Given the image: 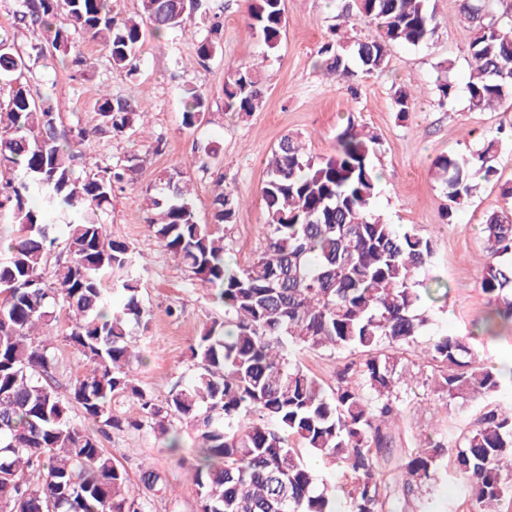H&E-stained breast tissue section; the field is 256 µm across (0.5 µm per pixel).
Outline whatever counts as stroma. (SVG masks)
Here are the masks:
<instances>
[{
    "mask_svg": "<svg viewBox=\"0 0 512 512\" xmlns=\"http://www.w3.org/2000/svg\"><path fill=\"white\" fill-rule=\"evenodd\" d=\"M223 8L221 52L200 62L195 43L206 30L196 25L190 31L169 35L165 42L147 40L136 60L134 75L112 69L105 51L83 38L77 44L93 66L78 74L60 59L36 65L29 78L31 93L51 98L61 129L75 125L94 126L93 104L101 87L112 96L133 97L139 111L148 116L151 137L138 129L120 136L97 138L84 162L87 167L106 165L134 155L140 171L133 183L115 191L107 216V231L116 240L130 243L139 254L137 273L148 311L146 326L136 328L133 340L145 361L137 369L139 384L157 400L167 399L194 372L190 345L206 323L222 316L209 289L201 285L157 243L149 230L150 188L160 174L176 169L187 181L197 220H210V204L216 180H223L242 205L234 223L223 230L226 253L245 265L265 243L261 187L266 179V160L281 137L300 135L307 153L316 157L333 155L336 134L347 119L366 126L379 137L373 163L382 174L374 208L387 223L414 229L433 245L430 262L418 273L427 285H441L446 301L432 304L431 319L406 351L401 363L412 379L403 388L406 414L400 422L398 446L413 448L426 436L456 441L471 428L478 404L439 400L424 377H435L437 369L424 362L423 353L433 337L471 336L478 359L502 376L512 375V330L486 340L472 337L475 320L488 308L480 288L486 262L480 227L485 216L504 208V183L512 182V141L502 142L496 159L497 176L481 183L463 204L450 205L436 181L433 162L448 153H473L493 138L499 125H512V108L477 112L468 106L467 81L472 61L462 40L467 21L457 0H428L438 27L435 35L416 47H393L386 69L374 76L336 78L317 67V51L335 30H348L350 37L368 33L359 19L346 21L354 11V0H284L286 26L277 48L265 50L256 32L243 19L241 0H208ZM258 64L264 99L250 115L224 110V73L241 64ZM448 76L455 87L453 97L439 104L434 92L438 76ZM196 85L210 99L208 122L194 130L182 125L181 85ZM405 88L416 98L406 114H399L394 93ZM218 155L209 169H201L196 157L205 147ZM450 219H443L445 210ZM177 315H169V308ZM295 360L308 372L334 385L337 368L346 362H361L358 352L331 354L302 349ZM103 445L128 472L129 493L147 497L149 512H196L197 494L192 481L196 442L190 430L182 432V449L170 453L162 440L146 431H110ZM149 461L174 487L168 497L147 495L137 476L142 462ZM407 512H470V502L458 481L442 483L430 498L412 501Z\"/></svg>",
    "mask_w": 512,
    "mask_h": 512,
    "instance_id": "obj_1",
    "label": "stroma"
}]
</instances>
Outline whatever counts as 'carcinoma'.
I'll return each mask as SVG.
<instances>
[{
    "mask_svg": "<svg viewBox=\"0 0 512 512\" xmlns=\"http://www.w3.org/2000/svg\"><path fill=\"white\" fill-rule=\"evenodd\" d=\"M248 28L275 49L285 24L283 0H242ZM428 0H356L373 26L347 42L341 34L321 47L329 75L350 78L355 69L380 73L398 45L419 46L436 32ZM470 22L465 43L473 67L467 83L470 109L485 111L512 99V19L493 15L494 0H458ZM206 25L195 44L199 61L222 51L223 18L191 0H141L136 18L119 19L112 0H21L15 23L42 40L19 47L0 34V81L10 85L0 106V167L22 169L0 181V211L19 234L0 258V508L6 512H147L126 493L128 475L101 447L108 429L146 430L180 450L176 419L197 441L192 473L198 512H404L410 501L433 493L448 475L460 477L473 512H500L512 498V409L495 402L501 377L476 358L466 336H438L427 357L441 368L435 389L448 400L481 401L477 426L464 433L453 467L448 444L430 439L394 452L387 423L404 417L401 389L410 350L429 320L416 275L430 261L431 240L387 223L373 203L382 179L372 163L377 137L351 118L336 135L335 155L316 158L300 136H284L268 159L262 187L267 233L263 250L247 265L226 257L220 227L234 223L239 199L218 181L210 222L196 220L182 172L159 181L150 198L149 228L165 250L212 291L224 318L205 325L190 346L195 373L158 403L139 384L142 363L132 327L144 322L135 247L114 240L104 215L115 190L133 181L135 158L82 170L83 158L103 134L119 135L143 121L130 96L104 93L97 124L59 129L48 98L35 99L25 74L40 59L59 55L84 73L88 59L75 49L83 35L109 54L112 68L133 72L147 38L163 39ZM182 124L193 129L209 115L206 93L180 88ZM263 98L259 71L240 65L224 74V111L249 115ZM501 141L480 151L441 155L433 163L448 200L460 204L477 181L497 174ZM489 258L480 287L490 309L478 324L498 336L512 328V207L482 224ZM64 244L66 260L48 267ZM121 303L112 306V294ZM64 341L78 355L82 374L56 390L53 329L60 315ZM298 349L366 354L336 371L328 389L294 359ZM118 395L139 405V416L112 409ZM78 407L81 419L71 416ZM340 462L347 482L319 480L304 454ZM139 481L164 496L168 481L153 466Z\"/></svg>",
    "mask_w": 512,
    "mask_h": 512,
    "instance_id": "carcinoma-1",
    "label": "carcinoma"
}]
</instances>
